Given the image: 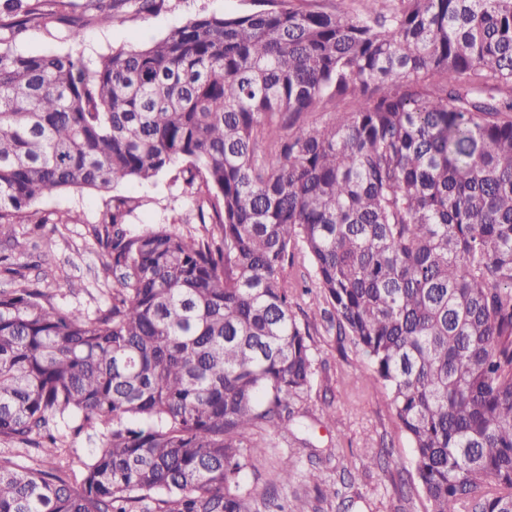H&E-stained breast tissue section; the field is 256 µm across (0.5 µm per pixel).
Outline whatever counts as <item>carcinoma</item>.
Here are the masks:
<instances>
[{"label":"carcinoma","instance_id":"cac0c4a2","mask_svg":"<svg viewBox=\"0 0 512 512\" xmlns=\"http://www.w3.org/2000/svg\"><path fill=\"white\" fill-rule=\"evenodd\" d=\"M199 15L93 67L0 36V237L52 191L162 174L199 224L98 242L109 306L0 288V440L97 439L82 490L0 455V512H257L255 433L314 376L288 269L367 358L406 432L426 512H512V0H393L350 16L257 0ZM70 0H0V31L48 29ZM156 0H103L151 13ZM344 106L333 120L314 116Z\"/></svg>","mask_w":512,"mask_h":512}]
</instances>
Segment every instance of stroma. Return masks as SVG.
Listing matches in <instances>:
<instances>
[{"label": "stroma", "mask_w": 512, "mask_h": 512, "mask_svg": "<svg viewBox=\"0 0 512 512\" xmlns=\"http://www.w3.org/2000/svg\"><path fill=\"white\" fill-rule=\"evenodd\" d=\"M252 7L251 0H161L151 14L134 17L119 12L109 25H87L77 41L67 39L63 25L49 30L31 27L12 47L22 54L77 53L92 64L112 50L149 45L196 16L238 14ZM183 190V183L162 175L113 189L45 195L37 208L47 217V224H24L15 238H0V287L8 286L18 272L31 287L51 289L59 307L88 314L105 308L113 277L102 265L94 230L108 202L116 194L138 200L127 223L129 229L139 230L170 223L174 208L189 209L190 200ZM303 274L302 267L294 268L299 293L293 310L300 321L315 326V375L309 394L301 401L307 415L267 438L264 452L254 456L243 475L244 486L258 499L268 488H276L279 501L287 503L291 512H426L427 502L414 482L410 442L388 397L379 384L365 380L367 360L362 353L323 327V300L314 280L304 279ZM70 280L81 282L80 293L68 292ZM330 412L336 413L338 424L327 421ZM54 433L63 447L61 457L51 460L35 448L1 442L0 454L33 467L61 466L72 485L80 486L81 462L95 443L73 437L62 423ZM370 451L380 454L378 463H369L366 454ZM290 461L295 464V475L285 483L280 471ZM315 472L334 484L337 496L319 499L311 480Z\"/></svg>", "instance_id": "1"}]
</instances>
